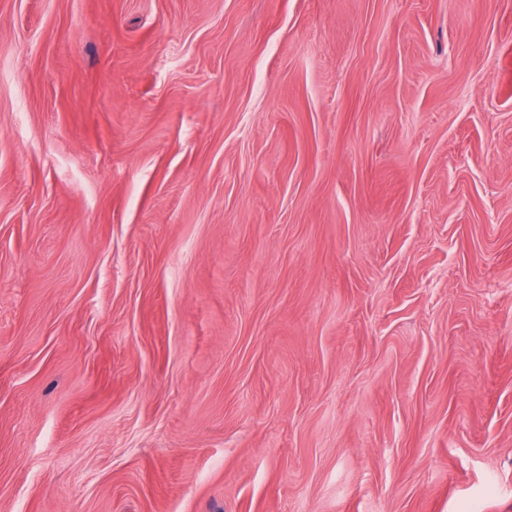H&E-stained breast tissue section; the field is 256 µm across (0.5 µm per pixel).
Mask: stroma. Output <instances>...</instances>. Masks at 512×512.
<instances>
[{
    "instance_id": "stroma-1",
    "label": "stroma",
    "mask_w": 512,
    "mask_h": 512,
    "mask_svg": "<svg viewBox=\"0 0 512 512\" xmlns=\"http://www.w3.org/2000/svg\"><path fill=\"white\" fill-rule=\"evenodd\" d=\"M512 512V0H0V512Z\"/></svg>"
}]
</instances>
